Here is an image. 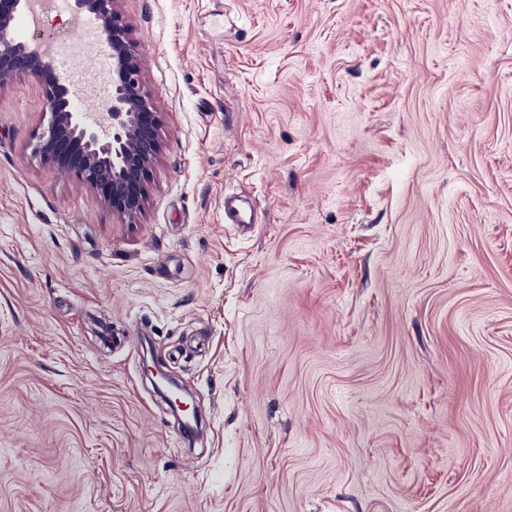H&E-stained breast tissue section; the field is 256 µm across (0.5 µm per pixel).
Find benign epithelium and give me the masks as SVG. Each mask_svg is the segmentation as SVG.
<instances>
[{
	"instance_id": "obj_1",
	"label": "benign epithelium",
	"mask_w": 512,
	"mask_h": 512,
	"mask_svg": "<svg viewBox=\"0 0 512 512\" xmlns=\"http://www.w3.org/2000/svg\"><path fill=\"white\" fill-rule=\"evenodd\" d=\"M117 2L71 0L72 21L92 14L105 28L112 52L107 111H96L92 103L82 109L73 104L44 38H16L15 21L34 10L35 0H0V86L24 74L42 83L48 120L33 152L100 192L109 209L133 222L144 206L160 152L159 116L143 90L140 65ZM167 401L186 417L195 415L196 407L183 398L181 388L167 390Z\"/></svg>"
}]
</instances>
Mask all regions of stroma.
Wrapping results in <instances>:
<instances>
[{"label": "stroma", "instance_id": "stroma-1", "mask_svg": "<svg viewBox=\"0 0 512 512\" xmlns=\"http://www.w3.org/2000/svg\"><path fill=\"white\" fill-rule=\"evenodd\" d=\"M117 8L160 119L135 222L0 86V512H512V0ZM42 23L106 102L103 45Z\"/></svg>", "mask_w": 512, "mask_h": 512}]
</instances>
